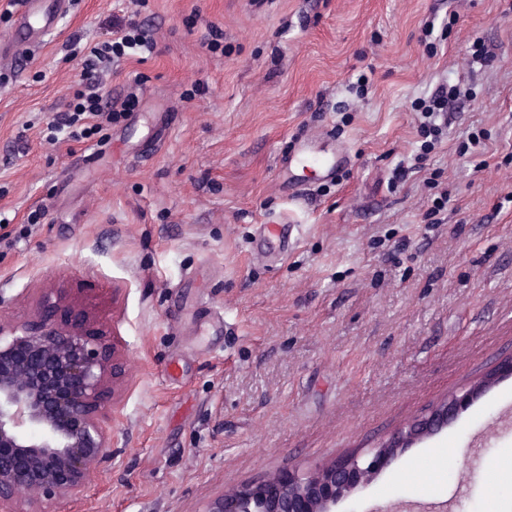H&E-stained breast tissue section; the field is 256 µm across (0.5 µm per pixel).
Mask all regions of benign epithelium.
Masks as SVG:
<instances>
[{"label": "benign epithelium", "instance_id": "7a95c632", "mask_svg": "<svg viewBox=\"0 0 512 512\" xmlns=\"http://www.w3.org/2000/svg\"><path fill=\"white\" fill-rule=\"evenodd\" d=\"M64 300L61 291L48 288L32 318L15 321L0 292V512H29L21 505L83 495L112 447L102 409L125 368L108 333L58 318ZM477 390L441 401L363 455L219 494L203 512H335L336 504L393 468L418 440L448 426Z\"/></svg>", "mask_w": 512, "mask_h": 512}]
</instances>
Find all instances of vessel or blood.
<instances>
[{"label": "vessel or blood", "mask_w": 512, "mask_h": 512, "mask_svg": "<svg viewBox=\"0 0 512 512\" xmlns=\"http://www.w3.org/2000/svg\"><path fill=\"white\" fill-rule=\"evenodd\" d=\"M70 3L71 0H20L8 35L0 38V60L29 55L43 45L68 13ZM345 159L342 153L334 157L322 155L312 140L305 139L297 143L282 169L289 173L296 168L311 167L331 175Z\"/></svg>", "instance_id": "obj_1"}]
</instances>
